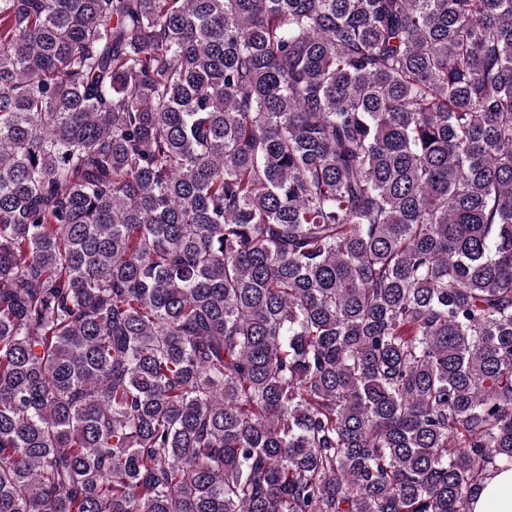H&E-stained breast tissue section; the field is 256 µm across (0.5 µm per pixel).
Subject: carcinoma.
Returning <instances> with one entry per match:
<instances>
[{"mask_svg":"<svg viewBox=\"0 0 512 512\" xmlns=\"http://www.w3.org/2000/svg\"><path fill=\"white\" fill-rule=\"evenodd\" d=\"M510 468L512 0H0V512Z\"/></svg>","mask_w":512,"mask_h":512,"instance_id":"1","label":"carcinoma"}]
</instances>
